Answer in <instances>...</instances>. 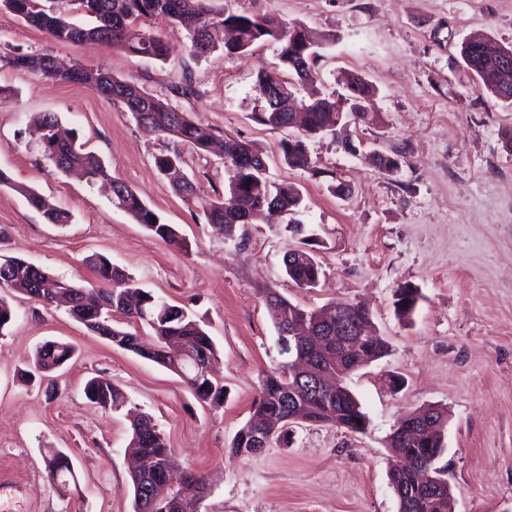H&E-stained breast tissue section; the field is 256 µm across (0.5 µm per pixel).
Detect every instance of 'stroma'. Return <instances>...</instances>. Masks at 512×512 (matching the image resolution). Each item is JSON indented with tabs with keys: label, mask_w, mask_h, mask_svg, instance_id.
I'll return each mask as SVG.
<instances>
[{
	"label": "stroma",
	"mask_w": 512,
	"mask_h": 512,
	"mask_svg": "<svg viewBox=\"0 0 512 512\" xmlns=\"http://www.w3.org/2000/svg\"><path fill=\"white\" fill-rule=\"evenodd\" d=\"M225 14L268 15L284 27L330 32L322 51L324 90L341 91L355 72L377 88L380 120L351 125L357 154L340 138L307 142L318 176L280 160L291 129L255 123L260 71L276 70L280 45L204 58L188 53L185 32L167 21L154 32L169 45L158 61L123 50L61 45L0 10V54L47 53L67 66L135 80L147 92L217 131L253 141L267 156L271 181L295 183L304 226L293 235L287 215L239 225L235 238L212 232L201 203L224 193L218 157L139 127L118 103L83 84L50 81L0 67V170L67 211L46 223L12 186H0V257H18L82 285L98 284L84 262L100 252L141 288L205 325L221 353L215 376L221 402H202L167 368L112 345L63 307L13 297L14 318L0 330V507L7 512H133L129 411L151 415L179 470L203 475L211 491L201 512H397L389 484L388 435L405 414L427 405L448 409L447 479L455 512H512V105L477 85L460 48L479 34L512 47V0H221ZM187 75L198 92L172 96ZM54 114L86 151L175 225L182 247L162 241L118 208L98 185L58 172L27 126ZM180 150L199 198L186 202L155 169L153 158ZM402 152L396 173L378 170L370 151ZM350 184L344 198L331 180ZM312 246L323 276L301 288L284 273L287 250ZM419 288L412 318L394 314L399 285ZM271 289L304 308L365 302L388 356L351 372L347 384L371 424L357 434L320 423L296 426L290 444L235 461L228 451L250 418L262 371L284 362L263 301ZM72 343L62 369L35 373L37 348ZM109 379L125 396L106 411L85 394L91 377ZM70 457L76 487L61 492L46 471V452Z\"/></svg>",
	"instance_id": "stroma-1"
}]
</instances>
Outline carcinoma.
Segmentation results:
<instances>
[{
    "instance_id": "carcinoma-1",
    "label": "carcinoma",
    "mask_w": 512,
    "mask_h": 512,
    "mask_svg": "<svg viewBox=\"0 0 512 512\" xmlns=\"http://www.w3.org/2000/svg\"><path fill=\"white\" fill-rule=\"evenodd\" d=\"M75 9L93 18L88 25H77L57 7L59 0H0V9L19 16L29 26L47 34L53 41L64 45H112L139 56L165 60L167 43L151 32L159 19L182 27L189 40V53L204 57L220 48L225 54L234 55L250 49L260 41L281 40L282 23L271 16H228L215 10L212 0H67ZM139 25L146 32L132 38L127 34L131 26ZM336 41L333 33L323 34L313 40L308 29L295 25L288 32V39L281 46L279 60L281 70L262 71L257 75L256 93L262 95L266 88H281L274 98L264 101L252 119L271 130L290 128L294 113L291 106H302L305 119L300 134L279 143L283 162L292 169L318 171L312 165L306 140L322 134L336 133V113L330 108L347 103L349 111L356 99H366L375 94L374 86L359 74L345 77V93H325L316 87L319 72V49ZM475 44L465 41L460 54L465 68L476 76L483 87L495 97L505 79H512V57L480 56L474 51ZM0 65L39 72L44 77L59 82L86 84L90 75L81 68L66 71L57 69L49 54L15 53L0 55ZM307 90V95H294L295 86ZM91 88L99 96L111 102L121 103L140 126L158 135L190 145L195 152H207L217 140L213 129L190 113L173 107L165 100L148 93L133 80L120 79L107 72L96 74ZM32 124L39 134L44 155L64 172L74 171L87 182L93 183L109 177L102 160L84 151L74 140L57 137L58 119L51 114L33 117ZM224 166L229 172L224 196L204 203L206 223L218 234L232 236L238 225L237 216L245 213L258 221L264 212L279 210L288 214L299 211L302 196L299 188L290 182L275 183L269 180L264 164V152L256 144L233 136L224 137ZM181 153L172 151L155 157V167L160 174L175 166L183 169ZM173 190L184 200L197 196L196 185L187 176L170 179ZM8 185L19 193L28 205L42 214L49 224H66L69 215L53 205L34 189L12 183L11 178L0 170V186ZM112 198L117 207L127 212L137 223L145 226L164 242L180 247L181 237L177 228L165 224L160 216L149 208L125 183L112 180ZM83 262L97 272L99 278L109 284L107 288H86L68 282L21 258L8 257L0 261V288L26 294L45 306L53 305L56 296L65 294L70 299H92L87 309H96V318L109 328L114 336L136 337L138 333L123 329L115 315L127 318L126 324L141 322L153 333V345L159 356L173 359L177 354L188 355L191 361L217 363L220 352L208 332L199 321L180 307L155 297L135 285V280L124 271L112 266L104 254L93 253ZM286 275L298 286L320 278L321 263L310 251L290 249L284 255ZM264 300L277 332L280 351L290 354L288 343L282 337L295 326L312 319L315 311L293 304L283 295L264 290ZM400 299L394 301L396 317L403 321L409 317L405 306L419 302V288L404 284L395 290ZM339 363L336 367L337 385L324 390L318 396L300 400L295 407L305 412V418L314 422L331 423L350 432L364 433L366 428L361 404L344 381L345 375L355 369L378 361L389 354V346L381 336L371 337L369 347L351 350L339 347ZM74 355V347L66 342L47 341L39 347L35 356V368L41 373H51ZM298 377L296 367L287 362L262 373L258 394L251 418L237 431L230 445L229 457L244 459L262 452L256 448L255 434L263 432L267 438L274 436L289 443V427L293 424V412L286 392ZM186 384L195 397L203 402H218L224 396V386L211 377L196 380L189 376ZM86 396L105 410H117L125 403L123 394L112 383L92 378L85 385ZM152 417L139 414L131 422L129 446L136 452L155 460L157 469L146 475L130 476L133 490L134 512H141V503L150 505V512H173L172 504L185 495V489H205L199 476L188 473L175 479L173 452L158 429L149 425ZM388 448L412 459V467L398 480V490L405 499L416 504L415 512H448V497L427 500L414 495L426 475L445 476V468L437 466V459L445 451V445L435 429H425L416 440L400 445L394 438L387 439Z\"/></svg>"
}]
</instances>
